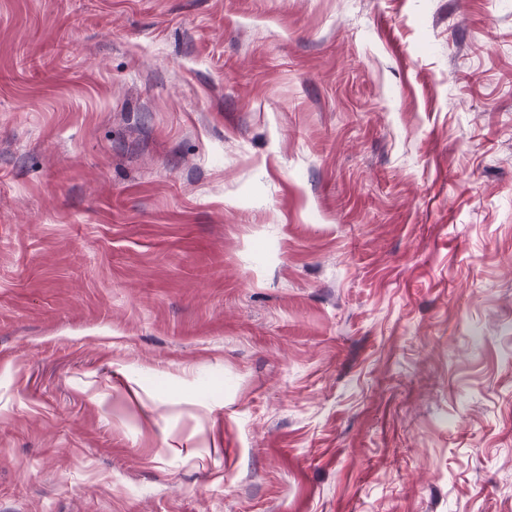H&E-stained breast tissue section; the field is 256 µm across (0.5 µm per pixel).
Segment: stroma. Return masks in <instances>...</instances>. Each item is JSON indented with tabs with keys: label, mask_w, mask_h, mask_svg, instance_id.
<instances>
[{
	"label": "stroma",
	"mask_w": 512,
	"mask_h": 512,
	"mask_svg": "<svg viewBox=\"0 0 512 512\" xmlns=\"http://www.w3.org/2000/svg\"><path fill=\"white\" fill-rule=\"evenodd\" d=\"M0 512H512V0H0Z\"/></svg>",
	"instance_id": "obj_1"
}]
</instances>
